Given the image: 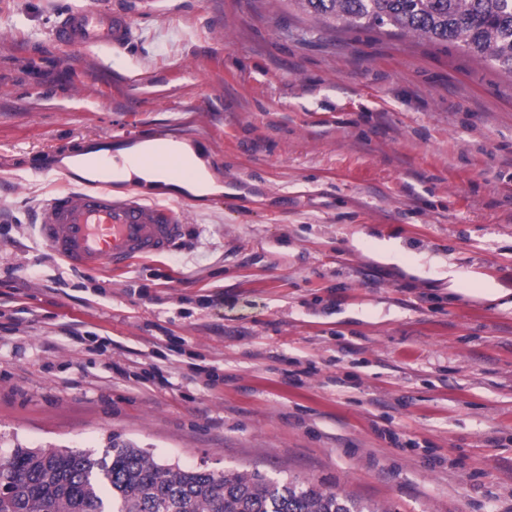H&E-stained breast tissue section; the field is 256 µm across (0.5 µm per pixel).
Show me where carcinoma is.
<instances>
[{
    "mask_svg": "<svg viewBox=\"0 0 512 512\" xmlns=\"http://www.w3.org/2000/svg\"><path fill=\"white\" fill-rule=\"evenodd\" d=\"M306 14L356 30L395 28L463 43L512 74V0H293ZM101 458L20 444L0 457V512H366L333 489L259 471L214 473L159 463L128 442Z\"/></svg>",
    "mask_w": 512,
    "mask_h": 512,
    "instance_id": "obj_1",
    "label": "carcinoma"
}]
</instances>
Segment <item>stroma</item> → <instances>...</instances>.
Segmentation results:
<instances>
[{
    "label": "stroma",
    "instance_id": "obj_1",
    "mask_svg": "<svg viewBox=\"0 0 512 512\" xmlns=\"http://www.w3.org/2000/svg\"><path fill=\"white\" fill-rule=\"evenodd\" d=\"M136 38L0 0V454L14 443L512 512V75L292 0H99ZM203 147L186 236L78 272L34 226L65 158ZM487 290L498 300L483 299ZM132 22L111 8L93 1L67 4L49 29L50 38L72 49L121 50L134 39Z\"/></svg>",
    "mask_w": 512,
    "mask_h": 512
}]
</instances>
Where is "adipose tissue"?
Wrapping results in <instances>:
<instances>
[{"label": "adipose tissue", "mask_w": 512, "mask_h": 512, "mask_svg": "<svg viewBox=\"0 0 512 512\" xmlns=\"http://www.w3.org/2000/svg\"><path fill=\"white\" fill-rule=\"evenodd\" d=\"M161 149L178 156L193 171V179L183 180L162 168L138 166L132 162L134 156L151 154ZM118 156L119 160L112 168L113 180L127 182L142 189L164 191L182 189L197 198L214 196L222 191L221 186L209 171L201 150L189 143L153 138L135 147L119 150Z\"/></svg>", "instance_id": "1"}]
</instances>
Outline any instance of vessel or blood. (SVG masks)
<instances>
[{
  "label": "vessel or blood",
  "instance_id": "vessel-or-blood-1",
  "mask_svg": "<svg viewBox=\"0 0 512 512\" xmlns=\"http://www.w3.org/2000/svg\"><path fill=\"white\" fill-rule=\"evenodd\" d=\"M132 22L95 0H73L58 13L50 38L72 49L121 50L134 39ZM44 245L71 268L120 271L137 258L164 255L187 226L170 205L148 202L138 192L122 198L106 186L68 187L48 198L37 218Z\"/></svg>",
  "mask_w": 512,
  "mask_h": 512
}]
</instances>
